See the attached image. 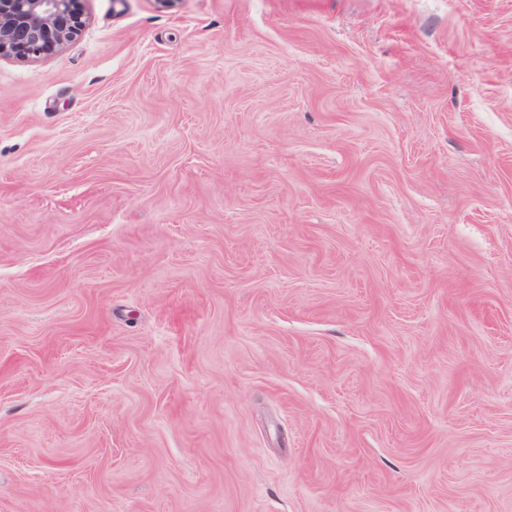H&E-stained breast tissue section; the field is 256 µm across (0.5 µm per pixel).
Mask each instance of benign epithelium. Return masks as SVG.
I'll return each mask as SVG.
<instances>
[{"mask_svg": "<svg viewBox=\"0 0 512 512\" xmlns=\"http://www.w3.org/2000/svg\"><path fill=\"white\" fill-rule=\"evenodd\" d=\"M80 0H0V58L35 60L64 48L85 24Z\"/></svg>", "mask_w": 512, "mask_h": 512, "instance_id": "1", "label": "benign epithelium"}]
</instances>
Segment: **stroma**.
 I'll list each match as a JSON object with an SVG mask.
<instances>
[{
    "label": "stroma",
    "mask_w": 512,
    "mask_h": 512,
    "mask_svg": "<svg viewBox=\"0 0 512 512\" xmlns=\"http://www.w3.org/2000/svg\"><path fill=\"white\" fill-rule=\"evenodd\" d=\"M0 58V512H512V0H81Z\"/></svg>",
    "instance_id": "35a3bbf8"
}]
</instances>
